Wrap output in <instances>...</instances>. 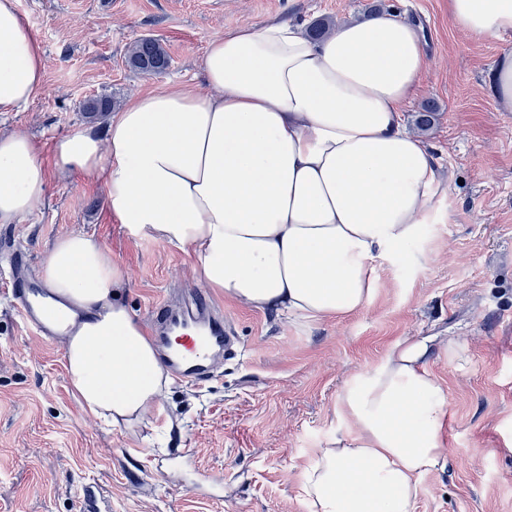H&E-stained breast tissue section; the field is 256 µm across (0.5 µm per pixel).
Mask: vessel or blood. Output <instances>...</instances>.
Instances as JSON below:
<instances>
[{
    "instance_id": "vessel-or-blood-1",
    "label": "vessel or blood",
    "mask_w": 512,
    "mask_h": 512,
    "mask_svg": "<svg viewBox=\"0 0 512 512\" xmlns=\"http://www.w3.org/2000/svg\"><path fill=\"white\" fill-rule=\"evenodd\" d=\"M43 290L24 255H17L6 292L10 304L37 335H58L63 321L42 299ZM156 331L163 333L171 374L200 386L209 382L212 363L232 342V332L206 294H198L190 309L176 312L162 305L153 313Z\"/></svg>"
}]
</instances>
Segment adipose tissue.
Instances as JSON below:
<instances>
[{"instance_id": "adipose-tissue-1", "label": "adipose tissue", "mask_w": 512, "mask_h": 512, "mask_svg": "<svg viewBox=\"0 0 512 512\" xmlns=\"http://www.w3.org/2000/svg\"><path fill=\"white\" fill-rule=\"evenodd\" d=\"M470 34L512 32V0H448ZM44 52L0 0V112L39 92ZM426 66L418 30L396 13L338 23L314 41L293 21L213 38L207 92L172 86L130 101L105 134L79 127L44 161L22 133L0 134V224L28 215L49 169L98 180L140 240L181 249L200 283L256 310L339 318L373 295L376 261L429 223L443 181L403 106ZM124 268L89 237L56 241L42 281L68 315L66 370L82 408L140 422L168 378L119 300ZM432 338L396 341L337 401L355 432L305 468L312 512H411L419 476L445 466L447 397L426 364Z\"/></svg>"}]
</instances>
